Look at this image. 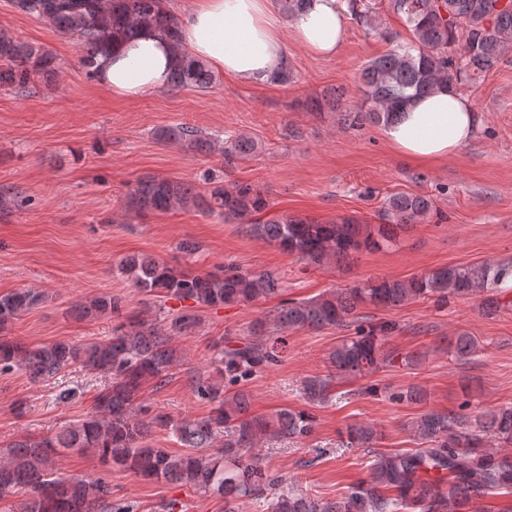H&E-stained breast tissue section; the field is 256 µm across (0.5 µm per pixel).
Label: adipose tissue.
<instances>
[{
  "label": "adipose tissue",
  "mask_w": 512,
  "mask_h": 512,
  "mask_svg": "<svg viewBox=\"0 0 512 512\" xmlns=\"http://www.w3.org/2000/svg\"><path fill=\"white\" fill-rule=\"evenodd\" d=\"M347 21L338 0H306L286 31L272 0H190L179 19L188 51L243 84L267 81L282 69L290 40L313 56L335 57ZM174 62L167 41L145 29L99 57L97 79L112 93L137 99L165 89ZM478 123L470 99L445 86L417 98L384 126L383 136L401 154L432 164L455 156L473 138Z\"/></svg>",
  "instance_id": "1"
}]
</instances>
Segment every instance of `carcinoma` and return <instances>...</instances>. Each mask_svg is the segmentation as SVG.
Here are the masks:
<instances>
[{
    "instance_id": "carcinoma-1",
    "label": "carcinoma",
    "mask_w": 512,
    "mask_h": 512,
    "mask_svg": "<svg viewBox=\"0 0 512 512\" xmlns=\"http://www.w3.org/2000/svg\"><path fill=\"white\" fill-rule=\"evenodd\" d=\"M29 15L41 19L83 45V65L95 76L98 56L107 44L135 36L149 27L170 42L175 65L171 87L205 91L215 84L209 66L182 44L177 16L164 0H16ZM409 31V42L370 59L361 72L363 103H341L343 94L329 92L323 101L341 110V124L384 126L403 111L412 98L446 83L457 89L483 79L512 58V0H391ZM56 59L46 51L0 30V88L26 89L50 81ZM166 142L203 149L197 131L177 125L159 133ZM259 149L245 136L225 141L226 162L244 160ZM205 188L159 177L139 179L124 199L127 212L139 218L175 209L193 210L243 224L249 232L306 266L349 264L365 251L391 249L399 231L428 218L433 200L420 193L388 198L381 223L367 224L351 217L319 222L298 216L271 214L267 192L251 183L227 186L217 172L206 171ZM120 273L146 293H159L182 304L166 325H154L123 312L122 299L105 294L81 303L82 318L109 315L115 322L105 341L75 344L57 341L38 346L1 337L19 315L43 300V294L19 288L0 295V370L23 369L33 381L50 378L81 366L111 380L99 396V411L52 436H23L0 450V500L28 495L23 512H129L112 502V485L102 477L63 476L58 457L91 450L105 467L118 466L138 476L177 483L197 492L224 498V512H239V502L276 491L270 512H487L485 500L512 493V404L482 416L471 415L465 399L455 410H427L412 430L424 447L397 452L377 451L378 434L369 425L346 428V445L366 448L373 459L366 478L336 500L311 496L283 487L252 449L266 436L302 441L315 431V416L306 410L284 409L269 420L250 414V396L235 385L281 361L284 331L353 328L329 354L330 371L303 381L309 405H324L348 381L370 377L382 369L409 368L421 354L392 343L403 327L375 318L367 309L398 307L415 300L437 304L448 298L481 297L484 314L512 308V264L494 260L448 265L405 279L374 277L348 288L328 289L303 299L283 298L280 274L248 270L227 263L214 271L198 272L153 257L133 254L119 264ZM280 299L272 314L250 326L251 339L227 347L217 364L220 380L198 378L197 395L212 408L200 420L176 425L164 415L144 417L143 391L162 385L179 362L174 340L197 325L196 309L251 305ZM477 340L462 332L448 342V354L466 362L476 353ZM397 403L425 401L423 390L408 386L390 393ZM173 429L185 451L144 446L154 428ZM497 447H487V439Z\"/></svg>"
}]
</instances>
